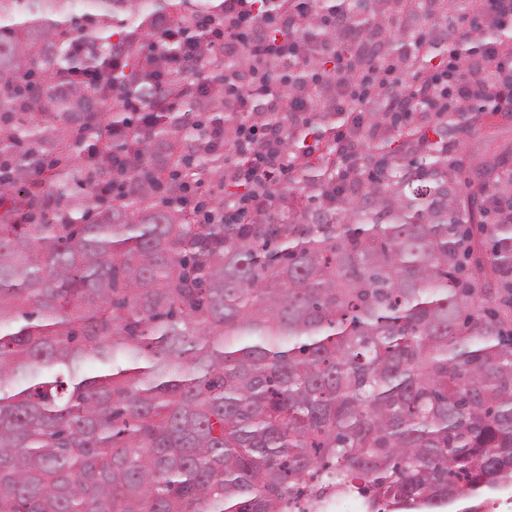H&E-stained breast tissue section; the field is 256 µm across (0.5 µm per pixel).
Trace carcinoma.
<instances>
[{
    "instance_id": "carcinoma-1",
    "label": "carcinoma",
    "mask_w": 512,
    "mask_h": 512,
    "mask_svg": "<svg viewBox=\"0 0 512 512\" xmlns=\"http://www.w3.org/2000/svg\"><path fill=\"white\" fill-rule=\"evenodd\" d=\"M384 2L307 0L301 51L263 66L301 87L333 48L314 113L276 116L306 203L200 224L171 199L231 175L214 108L227 131L268 115L224 108L247 49L221 59L201 32L169 67L177 47L149 48L164 19L224 25V2L0 0V512H291L352 491L368 512H481L512 485V176L466 152L512 107L390 112L448 52L431 32L387 43L411 85L332 107L378 61L320 18L368 36ZM494 35L512 47L478 28L459 57ZM310 130L325 148L304 160ZM114 181L120 199L92 195ZM167 109V102L164 99H158L150 104H134L131 108L132 122L131 128H139L141 125H147L152 121L156 112H162Z\"/></svg>"
}]
</instances>
